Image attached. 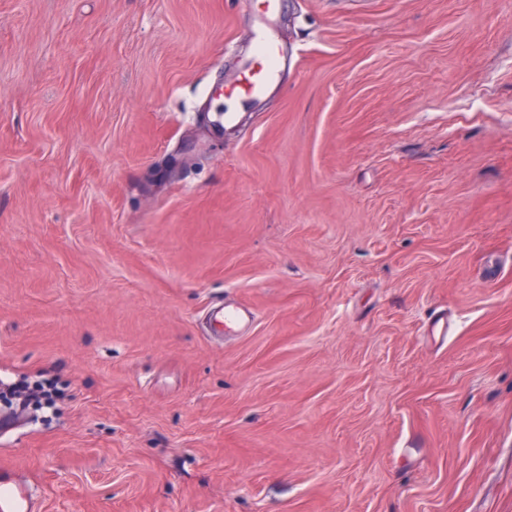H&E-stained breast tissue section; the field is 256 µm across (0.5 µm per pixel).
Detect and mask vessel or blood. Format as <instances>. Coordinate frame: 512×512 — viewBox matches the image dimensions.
Returning a JSON list of instances; mask_svg holds the SVG:
<instances>
[{
    "instance_id": "obj_1",
    "label": "vessel or blood",
    "mask_w": 512,
    "mask_h": 512,
    "mask_svg": "<svg viewBox=\"0 0 512 512\" xmlns=\"http://www.w3.org/2000/svg\"><path fill=\"white\" fill-rule=\"evenodd\" d=\"M278 10L279 0H264L262 12L253 24V48L242 60L236 79L229 84L213 85L208 91L211 99L222 103L215 120L224 131L236 127L240 110L255 106L267 96L287 61L274 31ZM216 314L221 326L234 332L245 331L255 320L251 310L224 301L217 302ZM0 512H41V504L30 485L5 476L0 478Z\"/></svg>"
}]
</instances>
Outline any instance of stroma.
Segmentation results:
<instances>
[{
    "label": "stroma",
    "instance_id": "1",
    "mask_svg": "<svg viewBox=\"0 0 512 512\" xmlns=\"http://www.w3.org/2000/svg\"><path fill=\"white\" fill-rule=\"evenodd\" d=\"M261 9L0 0V385L65 393L0 467L42 512H512V0H282L222 138ZM279 10V0H265L261 14L254 20L251 33L252 51L238 68L236 79L229 84L213 85L208 95L213 100H224V106L215 112L216 124L224 135L237 125L240 110L260 103L275 85L280 67L286 64L287 56L278 41L274 24ZM226 102L235 108L230 109ZM218 322L227 331L243 332L255 321V314L244 307L220 299L216 304Z\"/></svg>",
    "mask_w": 512,
    "mask_h": 512
}]
</instances>
